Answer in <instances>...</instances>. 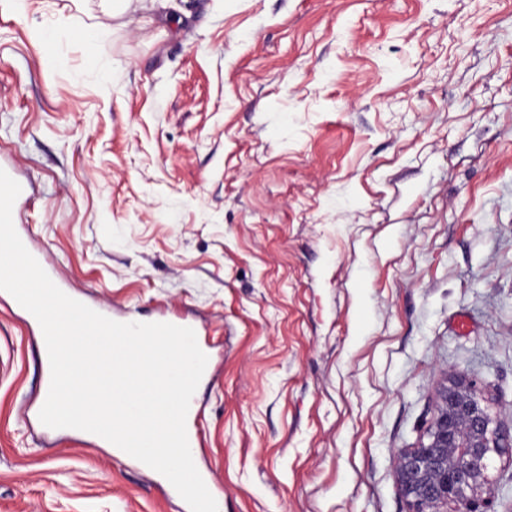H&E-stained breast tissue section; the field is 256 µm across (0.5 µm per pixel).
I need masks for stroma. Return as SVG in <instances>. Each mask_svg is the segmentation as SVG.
<instances>
[{"mask_svg": "<svg viewBox=\"0 0 512 512\" xmlns=\"http://www.w3.org/2000/svg\"><path fill=\"white\" fill-rule=\"evenodd\" d=\"M27 2L0 0L15 229L113 320L195 327L223 512H406L395 452L451 368L512 421V0ZM44 372L0 294V512H189L46 429Z\"/></svg>", "mask_w": 512, "mask_h": 512, "instance_id": "stroma-1", "label": "stroma"}]
</instances>
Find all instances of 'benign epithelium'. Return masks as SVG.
Instances as JSON below:
<instances>
[{"instance_id":"benign-epithelium-1","label":"benign epithelium","mask_w":512,"mask_h":512,"mask_svg":"<svg viewBox=\"0 0 512 512\" xmlns=\"http://www.w3.org/2000/svg\"><path fill=\"white\" fill-rule=\"evenodd\" d=\"M512 465V423L495 415L478 382L450 370L426 440L396 453L407 512H495L494 459Z\"/></svg>"}]
</instances>
